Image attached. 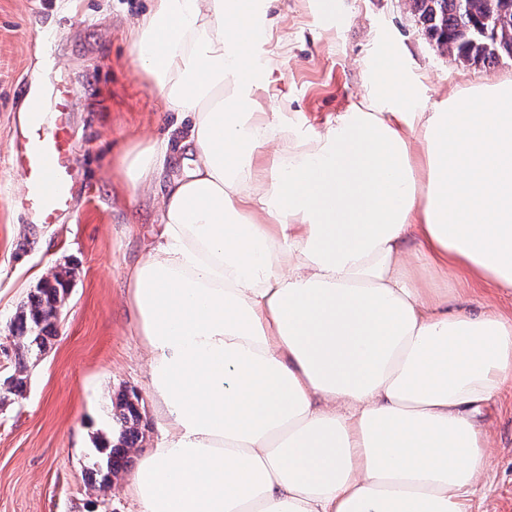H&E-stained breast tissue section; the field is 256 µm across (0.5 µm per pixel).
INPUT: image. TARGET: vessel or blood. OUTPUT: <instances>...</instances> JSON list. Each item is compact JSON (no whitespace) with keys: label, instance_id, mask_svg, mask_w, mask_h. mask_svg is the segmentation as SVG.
I'll use <instances>...</instances> for the list:
<instances>
[{"label":"vessel or blood","instance_id":"obj_1","mask_svg":"<svg viewBox=\"0 0 512 512\" xmlns=\"http://www.w3.org/2000/svg\"><path fill=\"white\" fill-rule=\"evenodd\" d=\"M71 98V90L56 83L48 93L27 95L24 121L15 132L10 164L26 181L17 204L36 224L57 223L73 205L77 153Z\"/></svg>","mask_w":512,"mask_h":512}]
</instances>
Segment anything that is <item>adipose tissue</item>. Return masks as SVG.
Listing matches in <instances>:
<instances>
[{
    "instance_id": "ef3b65f1",
    "label": "adipose tissue",
    "mask_w": 512,
    "mask_h": 512,
    "mask_svg": "<svg viewBox=\"0 0 512 512\" xmlns=\"http://www.w3.org/2000/svg\"><path fill=\"white\" fill-rule=\"evenodd\" d=\"M270 0H149L136 67L173 121L118 156L155 240L127 268L163 433L136 512H471L512 386V80L427 106L387 52L310 132L253 95ZM188 168L158 189L170 143ZM470 289V297L475 301L471 307L473 311H478V303L496 305L505 312L512 311V296L504 294L493 288L491 285H473Z\"/></svg>"
}]
</instances>
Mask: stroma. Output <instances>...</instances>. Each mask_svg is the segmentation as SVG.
I'll return each mask as SVG.
<instances>
[{
    "label": "stroma",
    "mask_w": 512,
    "mask_h": 512,
    "mask_svg": "<svg viewBox=\"0 0 512 512\" xmlns=\"http://www.w3.org/2000/svg\"><path fill=\"white\" fill-rule=\"evenodd\" d=\"M147 0H0V381L12 372L8 325L49 271L75 276L49 348L29 373L24 399L0 407V512H133L126 497L91 485L95 441L112 429L119 392L140 398L143 437L153 447L162 428L152 413L145 359L127 310L125 265L158 232L152 202L135 198L112 176V160L132 142L162 138L163 100L133 62L127 17ZM317 0H273L280 18L256 54L273 60L267 95L287 98L306 128H321L366 92L365 57L388 49L423 75L424 98L512 78V60L464 66L441 54L414 21L406 0H340L316 17ZM52 71L72 88L71 130L81 189L55 224L30 223L13 207L25 191L7 158L23 94ZM485 468L472 512H512V390L483 409Z\"/></svg>",
    "instance_id": "35a3bbf8"
}]
</instances>
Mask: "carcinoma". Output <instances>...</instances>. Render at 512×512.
Masks as SVG:
<instances>
[{
    "mask_svg": "<svg viewBox=\"0 0 512 512\" xmlns=\"http://www.w3.org/2000/svg\"><path fill=\"white\" fill-rule=\"evenodd\" d=\"M413 16L423 25L438 50L468 66L491 65L512 59V0H409ZM73 271L62 268L40 282L9 325L15 348L12 373L0 384V406L24 396L30 359L44 352L57 331L56 314L63 308ZM138 398L123 394L114 405L112 421L120 429L117 440L97 437L98 489L129 463L131 449L140 439Z\"/></svg>",
    "mask_w": 512,
    "mask_h": 512,
    "instance_id": "obj_1",
    "label": "carcinoma"
}]
</instances>
